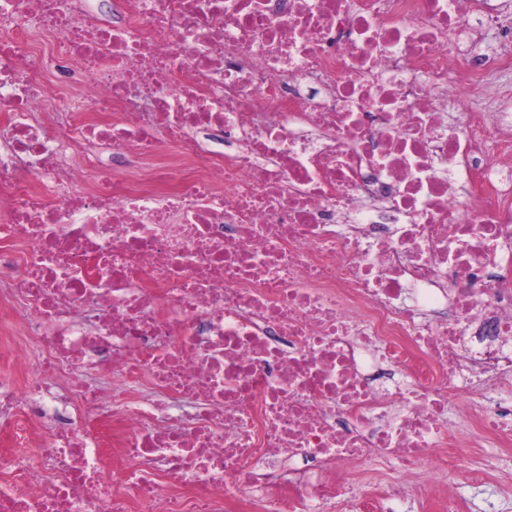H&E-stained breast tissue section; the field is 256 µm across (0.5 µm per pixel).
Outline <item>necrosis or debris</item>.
I'll return each mask as SVG.
<instances>
[{
    "mask_svg": "<svg viewBox=\"0 0 512 512\" xmlns=\"http://www.w3.org/2000/svg\"><path fill=\"white\" fill-rule=\"evenodd\" d=\"M511 63L492 0H0V512H393L512 446ZM508 95L512 96V71L505 70L499 71L491 80V84L481 91L479 94H476V98L478 100L479 107L483 108L486 106H497L499 100Z\"/></svg>",
    "mask_w": 512,
    "mask_h": 512,
    "instance_id": "obj_1",
    "label": "necrosis or debris"
}]
</instances>
